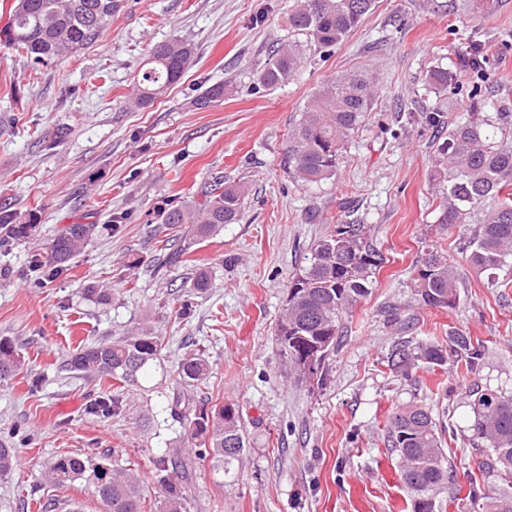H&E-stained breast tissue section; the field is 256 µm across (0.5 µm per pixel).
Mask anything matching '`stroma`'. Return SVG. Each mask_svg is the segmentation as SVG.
Masks as SVG:
<instances>
[{"instance_id": "35a3bbf8", "label": "stroma", "mask_w": 512, "mask_h": 512, "mask_svg": "<svg viewBox=\"0 0 512 512\" xmlns=\"http://www.w3.org/2000/svg\"><path fill=\"white\" fill-rule=\"evenodd\" d=\"M290 0H122L99 40L32 72L0 46V206L35 213L26 244L0 248V339L18 353L17 373L0 380V437L13 436L17 468L0 476V512H38L42 475L58 454L118 458L143 485L144 512H159V456L188 442L171 420L184 352L210 365L206 394L238 408L247 448L231 471L198 465L188 512H412L384 422L398 402L431 405L455 433L448 453L457 476L442 512L470 491L478 467L469 445L473 413L466 384L512 391V267L489 285L467 262L471 224H440L430 179L436 131L422 114L440 109L453 125L496 105L512 109V0L473 10L470 0H378L334 54L320 56L288 29ZM172 38L197 61L150 106L128 100L151 49ZM298 40L302 65L287 83L255 90L273 44ZM478 41L489 64L490 105L465 87L462 52ZM452 68L461 91L435 92L427 70ZM367 73L373 109L347 144L336 177L303 184L280 166L289 130L313 92L347 70ZM224 97L194 101L214 84ZM67 127L56 138L57 127ZM249 186L240 223L205 239L185 224L163 223L167 203L199 206L222 180ZM350 212L384 262L369 294L344 315L343 334L318 373L299 376L280 356L276 323L288 285L306 264L327 218ZM69 224L96 227L68 271L43 286L29 261ZM182 248L178 266L165 245ZM442 247L461 282L451 307L410 306L413 267L428 246ZM206 269L212 286L193 281ZM111 288L106 305L88 301L90 284ZM187 315H179L181 304ZM150 323L163 342L160 364L140 387H113L65 367L84 343L127 335ZM460 330L484 351L477 373L459 378L455 362H417L409 377L389 370L402 338L442 343ZM120 412L89 414L102 393Z\"/></svg>"}]
</instances>
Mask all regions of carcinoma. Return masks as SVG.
<instances>
[{
    "label": "carcinoma",
    "instance_id": "cac0c4a2",
    "mask_svg": "<svg viewBox=\"0 0 512 512\" xmlns=\"http://www.w3.org/2000/svg\"><path fill=\"white\" fill-rule=\"evenodd\" d=\"M376 0H293L288 27L307 37L310 44L330 56L344 38L364 21ZM121 0H16L8 26L0 31L3 44L39 66L79 53L93 45L112 22ZM465 53L473 73V91L485 82V62L478 43ZM194 47L171 39L154 47L138 79L134 105L145 107L177 84L193 63ZM301 63L299 48L280 45L271 51L266 66L256 75V86L276 88L295 73ZM456 75L444 68L426 73L427 85L457 91ZM224 97V86L208 87L196 100L202 109ZM374 94L370 78L361 71L347 72L323 84L288 132L283 168L305 184H318L336 176L339 157L365 113L372 111ZM435 182L437 223L477 224L469 245V264L488 274L498 285L495 271L512 259V135L496 143L485 120L476 117L459 123L435 143L432 173ZM246 187L219 183L201 207L172 205L164 210L165 224H189L199 238L220 226L241 221ZM37 224L33 213L24 217L0 207V244L23 242ZM96 230L94 224H69L32 257V269L41 279H54L82 253ZM308 264L288 286V299L277 323L280 354L299 372L309 361L319 365L341 335L342 317L368 293L377 268L383 263L378 249L367 241L365 225L336 218V224L315 244ZM414 300L421 306L451 307L457 299L459 275L448 256L431 246L416 261L411 278ZM160 337L150 328L115 341L84 344L67 360L66 367L86 376L110 378L122 386L137 384L139 376L159 361ZM463 361L466 372L476 370L482 351L471 337L454 331L444 345L404 340L395 345L388 367L408 376V369L423 360L441 366L449 359ZM12 344L0 340V379L18 369ZM210 366L199 353H187L178 366L180 389L173 392L170 416L183 423L187 439L198 447L175 449L156 462L163 512H186V482L192 467L212 459L230 471L245 448L239 410L233 404L209 405L197 399L207 385ZM473 412L469 444L482 457L470 485L478 488L468 498L470 512H512V393L476 383L465 390ZM120 409L115 397H103L89 412L106 416ZM386 443L398 458L403 483L413 494L412 512H441L440 489L453 485L454 465L446 452L447 427L432 410L417 401L392 408L386 418ZM18 463L16 449L0 438V476ZM44 478L53 490L85 482L106 512H142L143 490L138 474L118 463L88 456L64 454L45 468Z\"/></svg>",
    "mask_w": 512,
    "mask_h": 512
}]
</instances>
